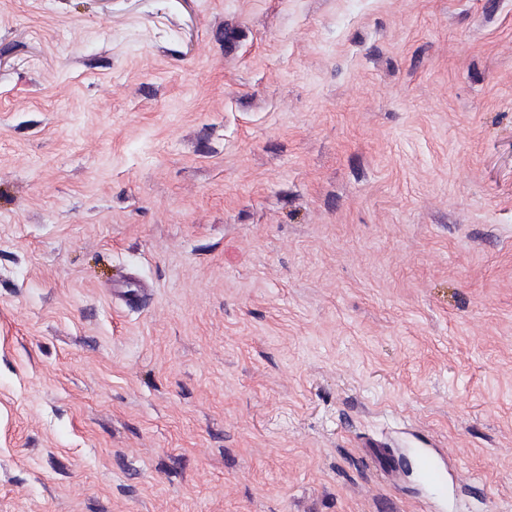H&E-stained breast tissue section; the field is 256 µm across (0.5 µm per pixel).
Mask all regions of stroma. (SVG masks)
<instances>
[{
  "label": "stroma",
  "mask_w": 512,
  "mask_h": 512,
  "mask_svg": "<svg viewBox=\"0 0 512 512\" xmlns=\"http://www.w3.org/2000/svg\"><path fill=\"white\" fill-rule=\"evenodd\" d=\"M0 512H512V0H0ZM421 476L425 487L437 491L441 497L448 493L446 469L443 463L436 457L424 451H419Z\"/></svg>",
  "instance_id": "stroma-1"
}]
</instances>
